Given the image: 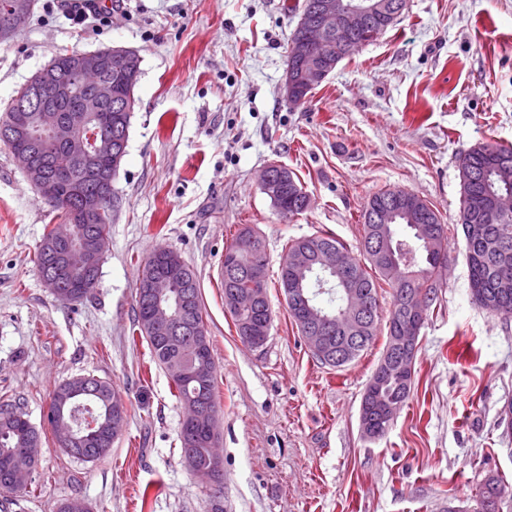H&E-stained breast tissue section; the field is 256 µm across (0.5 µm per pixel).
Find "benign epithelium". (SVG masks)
Returning a JSON list of instances; mask_svg holds the SVG:
<instances>
[{
	"instance_id": "1",
	"label": "benign epithelium",
	"mask_w": 512,
	"mask_h": 512,
	"mask_svg": "<svg viewBox=\"0 0 512 512\" xmlns=\"http://www.w3.org/2000/svg\"><path fill=\"white\" fill-rule=\"evenodd\" d=\"M380 11L381 4L377 0H318L301 20L303 36L289 46V66L281 85L283 97L288 103H294L303 89L321 84L330 74L331 64L323 55L327 41L334 38L336 43L345 46L347 53H354L357 45L345 39V36ZM109 58L119 68L121 79L129 86H135L140 76L138 58L133 51L124 48L113 46L79 52L72 57L62 77L56 76L55 63H49L36 72L15 96L13 111L17 115L13 125L0 130V139L10 142L24 135L31 118L36 115L38 123L49 129V137L37 141L38 150L45 153L58 151L80 159L92 177L101 174L102 163L109 162L112 168H119L123 159L121 141L104 132L107 118L102 112V107L113 97L114 86L103 77L94 84L92 94L87 96L81 92L88 75L104 67L105 60ZM19 162L42 198L51 206L57 203V179L34 164L28 156L19 158ZM287 183V173L280 165L266 167L259 179L261 191L272 199L283 195ZM109 199L111 196L100 192L79 194L76 200L79 220L85 224L99 223L104 204ZM488 205L496 213H508L512 210V192L491 197ZM60 245L64 247L63 262L72 274L70 287L79 288L83 274L98 267V255L86 244H74L63 225L59 226L50 247L56 250ZM370 253L387 268L397 265L396 247L390 235L384 232L380 233ZM153 261L163 268V273L147 283L149 306L145 310V317L151 330L170 331L177 317L162 302V297L174 280L182 278L181 268L176 263L175 254L169 249L157 251ZM355 263V257L348 250L332 253L311 247L291 252L282 266L286 300L310 351L322 360L341 361L348 357L357 346L356 334L367 324L365 311L371 306L362 305L357 294L349 288L350 271ZM328 284L341 288L346 294L343 308L332 317L322 314L312 301V295L317 291L323 292ZM405 308L410 314V321L400 328L396 337L397 351L392 358L382 362L376 379L372 381L376 387L394 379L400 380L411 372L424 311L408 294L405 295ZM240 333L248 337L249 347L258 349L268 340L270 320L265 316L259 323H242ZM125 407L123 398L115 395L108 417V424L115 436L124 427ZM54 434L60 443L67 446H79L87 438L79 421L73 416L62 418ZM222 464V459L215 455L209 467L194 471V475L202 483L210 484L220 472ZM29 473L28 467L9 469L7 486L22 489Z\"/></svg>"
}]
</instances>
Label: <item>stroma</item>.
I'll list each match as a JSON object with an SVG mask.
<instances>
[{
  "instance_id": "35a3bbf8",
  "label": "stroma",
  "mask_w": 512,
  "mask_h": 512,
  "mask_svg": "<svg viewBox=\"0 0 512 512\" xmlns=\"http://www.w3.org/2000/svg\"><path fill=\"white\" fill-rule=\"evenodd\" d=\"M296 0H126L109 26L76 25L59 0H36L0 44V113L63 49L136 51L141 75L119 206L98 284L63 303L34 258L55 212L0 142V400L41 429V457L6 512H211L186 467L184 410L145 340L132 336L136 281L168 248L196 270L216 370L224 512H477L491 476L512 487V320L476 305L457 223L460 156L512 147V0H406L399 21L340 61L306 103L281 95ZM311 197L282 218L258 186L269 164ZM409 191L450 224L448 267L419 333L410 396L385 437L359 425L386 337L353 362L321 365L268 289L273 327L244 345L224 310L218 265L239 229L266 243L277 277L288 240L326 232L361 255V214L382 189ZM93 374L129 418L104 458L59 448L46 421L55 387Z\"/></svg>"
}]
</instances>
